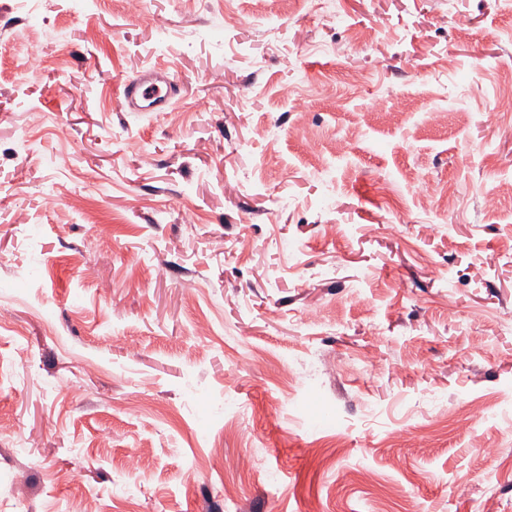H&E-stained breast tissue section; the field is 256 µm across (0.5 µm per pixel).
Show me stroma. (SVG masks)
Returning <instances> with one entry per match:
<instances>
[{
	"mask_svg": "<svg viewBox=\"0 0 512 512\" xmlns=\"http://www.w3.org/2000/svg\"><path fill=\"white\" fill-rule=\"evenodd\" d=\"M511 85L503 0H0V512H512ZM177 83L165 72L139 71L121 83V98L132 112H163L178 93Z\"/></svg>",
	"mask_w": 512,
	"mask_h": 512,
	"instance_id": "35a3bbf8",
	"label": "stroma"
}]
</instances>
